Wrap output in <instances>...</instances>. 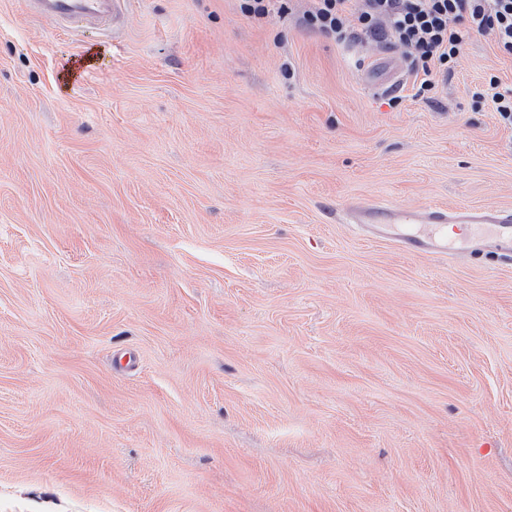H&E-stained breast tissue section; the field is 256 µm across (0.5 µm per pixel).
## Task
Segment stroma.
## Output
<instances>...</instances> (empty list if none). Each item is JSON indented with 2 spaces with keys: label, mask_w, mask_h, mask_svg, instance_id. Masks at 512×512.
Returning <instances> with one entry per match:
<instances>
[{
  "label": "stroma",
  "mask_w": 512,
  "mask_h": 512,
  "mask_svg": "<svg viewBox=\"0 0 512 512\" xmlns=\"http://www.w3.org/2000/svg\"><path fill=\"white\" fill-rule=\"evenodd\" d=\"M306 6L0 0V512H512V255L346 221L512 210V57L420 97ZM126 0H26L34 16L67 28L112 24L124 14ZM477 97L488 102L504 124L512 126V86L501 87L495 77H491Z\"/></svg>",
  "instance_id": "35a3bbf8"
}]
</instances>
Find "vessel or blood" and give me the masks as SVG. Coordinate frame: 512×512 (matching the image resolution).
I'll return each instance as SVG.
<instances>
[{
    "instance_id": "vessel-or-blood-1",
    "label": "vessel or blood",
    "mask_w": 512,
    "mask_h": 512,
    "mask_svg": "<svg viewBox=\"0 0 512 512\" xmlns=\"http://www.w3.org/2000/svg\"><path fill=\"white\" fill-rule=\"evenodd\" d=\"M126 0H26L34 16L67 28L92 23L112 24L125 11ZM357 224L376 227L379 238H395L400 247L413 255L452 256L476 253L493 247L512 252V213L496 208L446 207L427 203L404 208L386 203L367 202L352 208ZM393 224L408 225V232L393 236Z\"/></svg>"
}]
</instances>
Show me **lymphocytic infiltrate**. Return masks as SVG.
<instances>
[{
	"instance_id": "1",
	"label": "lymphocytic infiltrate",
	"mask_w": 512,
	"mask_h": 512,
	"mask_svg": "<svg viewBox=\"0 0 512 512\" xmlns=\"http://www.w3.org/2000/svg\"><path fill=\"white\" fill-rule=\"evenodd\" d=\"M303 24L345 42L355 31L383 34L402 47L419 93L430 92L433 76L450 71L472 34L492 32L512 56V0H310Z\"/></svg>"
}]
</instances>
